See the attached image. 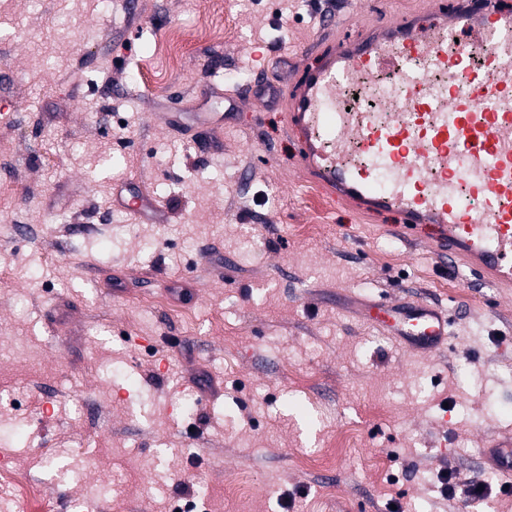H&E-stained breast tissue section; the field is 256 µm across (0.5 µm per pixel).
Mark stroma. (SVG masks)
I'll list each match as a JSON object with an SVG mask.
<instances>
[{
  "instance_id": "obj_1",
  "label": "stroma",
  "mask_w": 512,
  "mask_h": 512,
  "mask_svg": "<svg viewBox=\"0 0 512 512\" xmlns=\"http://www.w3.org/2000/svg\"><path fill=\"white\" fill-rule=\"evenodd\" d=\"M433 2L0 0V452L59 512H172L183 482L220 503L242 469L256 490L235 512H512L499 482L465 503L437 480L483 479L480 448L512 437V290L337 205L297 235L284 116L223 97L316 66L323 16L354 37ZM176 26L220 35L171 70L154 49ZM117 192L158 198L166 223L132 222ZM175 281L191 293L171 307ZM386 298L447 309L450 350L373 328L362 309ZM339 426L357 440L335 469L296 466Z\"/></svg>"
}]
</instances>
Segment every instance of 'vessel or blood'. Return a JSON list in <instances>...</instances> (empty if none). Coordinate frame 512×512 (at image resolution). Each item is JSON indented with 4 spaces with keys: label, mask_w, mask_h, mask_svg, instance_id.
I'll return each mask as SVG.
<instances>
[{
    "label": "vessel or blood",
    "mask_w": 512,
    "mask_h": 512,
    "mask_svg": "<svg viewBox=\"0 0 512 512\" xmlns=\"http://www.w3.org/2000/svg\"><path fill=\"white\" fill-rule=\"evenodd\" d=\"M467 2L460 13L375 22L323 53L320 69L282 92L279 107L299 165L331 199L395 215L400 239L433 229L441 261L512 288V14L491 0ZM420 53L436 72L464 74L468 92L409 75ZM388 74L400 80L395 98L375 112L346 109V87L364 96ZM373 322L412 353L450 347L446 311L424 302L382 303ZM481 456L512 482L511 439H492Z\"/></svg>",
    "instance_id": "1"
}]
</instances>
